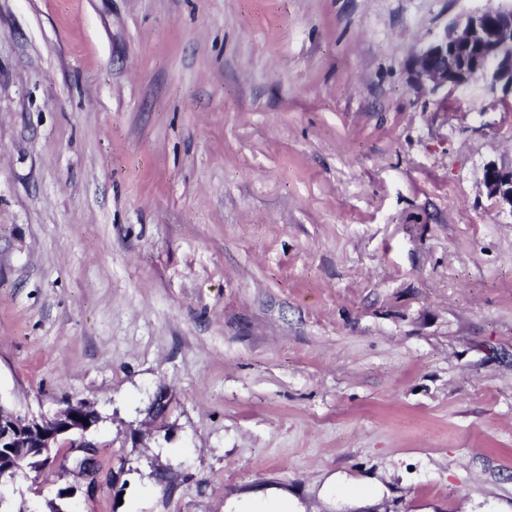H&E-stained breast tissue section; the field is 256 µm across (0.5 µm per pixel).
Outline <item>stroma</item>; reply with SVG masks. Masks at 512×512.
Here are the masks:
<instances>
[{"instance_id": "35a3bbf8", "label": "stroma", "mask_w": 512, "mask_h": 512, "mask_svg": "<svg viewBox=\"0 0 512 512\" xmlns=\"http://www.w3.org/2000/svg\"><path fill=\"white\" fill-rule=\"evenodd\" d=\"M510 4L0 0V403L99 415L13 507L512 512V97L415 76ZM485 185L488 194L502 207L512 211V171H503L495 166L486 170ZM271 506L270 510L263 507ZM225 512H303L297 500L287 490L268 488L265 492H250L229 499Z\"/></svg>"}]
</instances>
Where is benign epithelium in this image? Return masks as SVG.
<instances>
[{
	"instance_id": "benign-epithelium-1",
	"label": "benign epithelium",
	"mask_w": 512,
	"mask_h": 512,
	"mask_svg": "<svg viewBox=\"0 0 512 512\" xmlns=\"http://www.w3.org/2000/svg\"><path fill=\"white\" fill-rule=\"evenodd\" d=\"M416 73L434 91L480 78L492 88L512 94V7H497L491 15L478 11L452 22L420 51ZM485 185L500 206L512 210L511 170L488 167ZM71 410L69 406L52 417H36L0 404V459L25 461L38 468L53 461L59 439L71 435L69 444L86 454L81 467L90 484L96 485V475L91 473L95 444L84 436L90 424L74 419Z\"/></svg>"
}]
</instances>
